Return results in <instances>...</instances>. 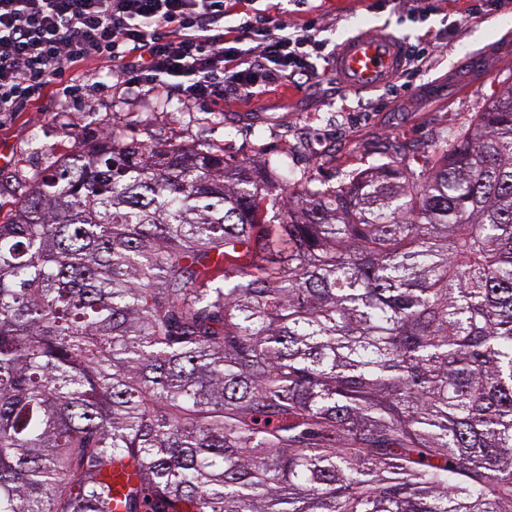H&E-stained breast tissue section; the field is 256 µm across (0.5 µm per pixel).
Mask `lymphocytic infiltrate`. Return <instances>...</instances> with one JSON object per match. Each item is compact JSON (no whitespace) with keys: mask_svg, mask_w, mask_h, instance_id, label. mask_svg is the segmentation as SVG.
Instances as JSON below:
<instances>
[{"mask_svg":"<svg viewBox=\"0 0 512 512\" xmlns=\"http://www.w3.org/2000/svg\"><path fill=\"white\" fill-rule=\"evenodd\" d=\"M232 0H0V113L24 112L46 88L62 104L68 74L100 62L118 81L176 93L184 107L312 72L325 51L316 22L254 14L227 24Z\"/></svg>","mask_w":512,"mask_h":512,"instance_id":"f902f5d3","label":"lymphocytic infiltrate"}]
</instances>
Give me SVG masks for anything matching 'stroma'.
Instances as JSON below:
<instances>
[{
	"label": "stroma",
	"mask_w": 512,
	"mask_h": 512,
	"mask_svg": "<svg viewBox=\"0 0 512 512\" xmlns=\"http://www.w3.org/2000/svg\"><path fill=\"white\" fill-rule=\"evenodd\" d=\"M312 17L321 19L322 37L333 46L364 28L409 47L427 35L438 49L416 74L382 91L341 90L325 56L298 84L250 100L204 101L192 110L175 96L128 88L104 74L92 112L60 108L55 93L46 92L33 111L0 117V171L16 175L0 183V224L13 217L16 179L33 184L75 144L92 142L114 124L146 144L205 145L230 159L268 162L292 179L310 175L334 186L392 156L424 166L435 147L512 83V0H497L478 15L467 0H449L441 10L431 0L414 8L397 0H311L290 19L300 25Z\"/></svg>",
	"instance_id": "obj_1"
}]
</instances>
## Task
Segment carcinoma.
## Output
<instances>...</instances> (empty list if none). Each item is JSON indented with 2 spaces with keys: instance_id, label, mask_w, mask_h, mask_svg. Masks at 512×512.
<instances>
[{
  "instance_id": "1",
  "label": "carcinoma",
  "mask_w": 512,
  "mask_h": 512,
  "mask_svg": "<svg viewBox=\"0 0 512 512\" xmlns=\"http://www.w3.org/2000/svg\"><path fill=\"white\" fill-rule=\"evenodd\" d=\"M277 188L115 129L15 201L0 512H512V86Z\"/></svg>"
}]
</instances>
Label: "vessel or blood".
Masks as SVG:
<instances>
[{
	"instance_id": "obj_1",
	"label": "vessel or blood",
	"mask_w": 512,
	"mask_h": 512,
	"mask_svg": "<svg viewBox=\"0 0 512 512\" xmlns=\"http://www.w3.org/2000/svg\"><path fill=\"white\" fill-rule=\"evenodd\" d=\"M406 64V47L399 38L363 29L338 44L331 71L344 89L379 90L390 86Z\"/></svg>"
}]
</instances>
